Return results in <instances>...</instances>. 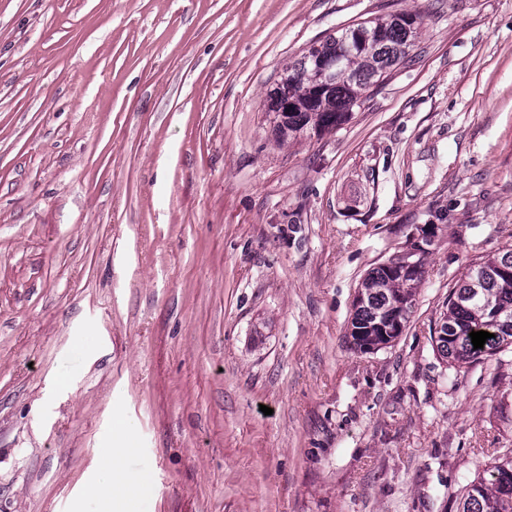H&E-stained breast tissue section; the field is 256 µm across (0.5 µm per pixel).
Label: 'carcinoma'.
Returning <instances> with one entry per match:
<instances>
[{
    "label": "carcinoma",
    "mask_w": 512,
    "mask_h": 512,
    "mask_svg": "<svg viewBox=\"0 0 512 512\" xmlns=\"http://www.w3.org/2000/svg\"><path fill=\"white\" fill-rule=\"evenodd\" d=\"M421 34L420 15L397 13L341 28L317 41L311 55H301L280 75L269 96L268 111L288 101L286 118L278 119L283 139L321 134L344 123L362 104L365 90L383 73L408 57ZM338 61L343 76L325 82L312 59ZM428 251L410 267L395 255L374 268L361 282L354 304L350 336L360 351L379 349L401 335L423 279ZM440 317L436 351L443 359L474 363L512 348V248L472 263L450 290ZM493 334L476 349L470 333ZM458 512H512V454L494 459L488 477L468 485Z\"/></svg>",
    "instance_id": "carcinoma-1"
}]
</instances>
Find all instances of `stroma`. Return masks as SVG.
<instances>
[{
    "mask_svg": "<svg viewBox=\"0 0 512 512\" xmlns=\"http://www.w3.org/2000/svg\"><path fill=\"white\" fill-rule=\"evenodd\" d=\"M401 12L408 57L278 143L282 69ZM427 224L402 335L356 350ZM509 248L512 0H0V512H71L107 441L149 497L82 512H457L512 448V353L431 332ZM420 232L418 236L413 235L406 254L407 258L416 256L415 265L406 268L402 264L403 255H395L374 268L361 282L349 333L356 349L365 352L379 349L401 335L415 304L425 256L429 253L427 249L418 255L426 248L423 240L427 237ZM396 325H402V329L396 330Z\"/></svg>",
    "mask_w": 512,
    "mask_h": 512,
    "instance_id": "1",
    "label": "stroma"
}]
</instances>
